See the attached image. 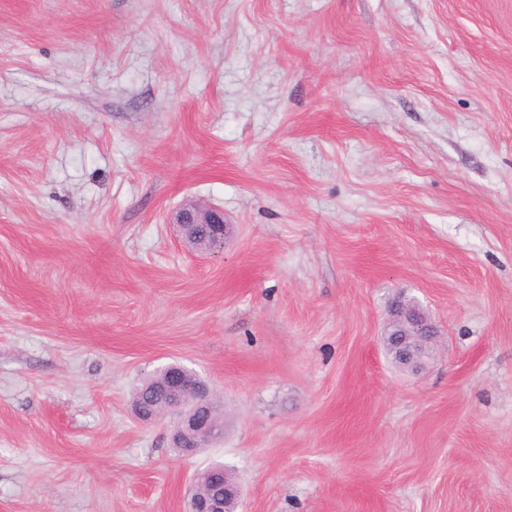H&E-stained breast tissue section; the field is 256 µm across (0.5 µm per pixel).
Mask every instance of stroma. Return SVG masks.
I'll return each mask as SVG.
<instances>
[{
  "label": "stroma",
  "instance_id": "35a3bbf8",
  "mask_svg": "<svg viewBox=\"0 0 512 512\" xmlns=\"http://www.w3.org/2000/svg\"><path fill=\"white\" fill-rule=\"evenodd\" d=\"M172 362L224 408L187 459L131 411ZM215 462L237 512H512V0H0V512ZM171 224H176L181 236L185 240H194L201 236L211 242L210 230L207 226L199 228L200 236L196 232L198 225H210L216 228L215 235H220L221 244L224 242V230L226 223L224 220V210L211 203H206L198 199H186L172 214ZM405 313V318L400 329L394 330L398 332L396 336H404L402 343L398 346V351L407 358L414 357V351L409 345L408 336H435L436 331L424 313H419L417 307L412 303L398 301L390 311L391 314Z\"/></svg>",
  "mask_w": 512,
  "mask_h": 512
}]
</instances>
